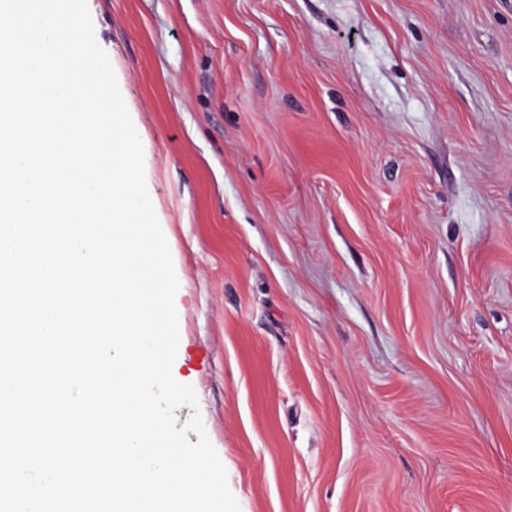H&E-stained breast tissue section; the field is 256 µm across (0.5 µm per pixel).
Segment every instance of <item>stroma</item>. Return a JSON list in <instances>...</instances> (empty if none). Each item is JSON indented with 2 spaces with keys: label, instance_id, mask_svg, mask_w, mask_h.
<instances>
[{
  "label": "stroma",
  "instance_id": "stroma-1",
  "mask_svg": "<svg viewBox=\"0 0 512 512\" xmlns=\"http://www.w3.org/2000/svg\"><path fill=\"white\" fill-rule=\"evenodd\" d=\"M240 512H512V0H87Z\"/></svg>",
  "mask_w": 512,
  "mask_h": 512
}]
</instances>
